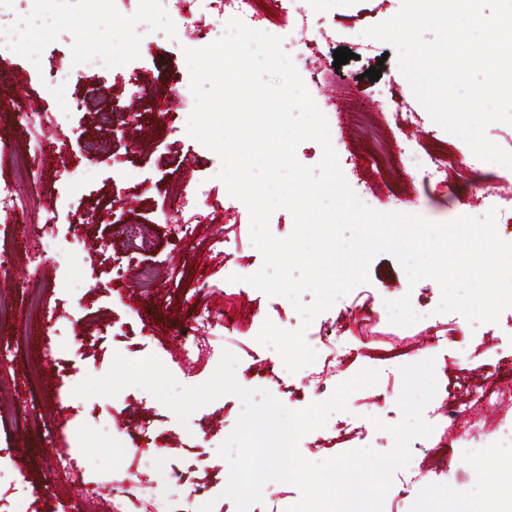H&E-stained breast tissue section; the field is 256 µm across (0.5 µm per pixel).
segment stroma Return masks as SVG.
<instances>
[{"instance_id":"1","label":"stroma","mask_w":512,"mask_h":512,"mask_svg":"<svg viewBox=\"0 0 512 512\" xmlns=\"http://www.w3.org/2000/svg\"><path fill=\"white\" fill-rule=\"evenodd\" d=\"M402 0H306L307 24L277 8L278 35L287 54L319 53L333 64V52L349 48L353 60L334 74L335 109L326 93L307 90L323 109L340 167L354 193L380 212L415 214L434 223L462 216L480 217L488 202L477 185L451 179L440 182L404 164L410 145L446 154L459 139L447 133L415 99L399 70L390 44L364 37L366 28L393 17ZM63 25L35 26L14 52L0 57V183L19 186L27 204V222L18 236L1 239L14 253V270L5 291L11 312L0 318V354L8 365L1 375L12 386L0 393V455L12 463L0 470V512H60L86 483L111 484L113 494L147 487L142 512L163 506L166 512H237L224 497L229 466L218 449L234 429L242 410L236 396L225 395L196 410L187 422L149 392L123 389L114 397L82 399L73 388L86 377H100L115 356L136 361L156 356L185 386L208 380L223 351L238 359L236 378L246 388L268 390L282 404L303 409L314 403L316 382L336 388L360 371L379 372L376 384L350 395L347 408L326 425L304 435L298 449L318 462L344 452L370 448L385 453L394 442L387 428L401 418V366L433 359L439 388L423 412L433 432L413 449L409 465L395 473L382 512H498L512 499V474L496 459L512 457V447L487 451L458 449L443 465L448 437L480 436L486 409L468 408L459 421L447 416L443 388L460 375L499 371L512 377V308L497 322H468L457 313H440L408 327L390 323L387 302L410 296L412 304L439 301L438 283L424 279L409 285L393 255L377 254L367 283L340 297L318 314L308 333L328 332L330 343L316 359L294 373H279L278 352L257 335L264 322L295 330L301 317L281 296H267L241 285L238 331L226 332L225 277L251 274L263 258L250 237L246 205L232 197L219 179L218 155L187 132L186 100L192 99L184 51L194 48L196 26L214 22L215 7L194 0L175 13L169 0H58ZM95 53L106 69L81 68L76 61ZM382 66L379 80L365 79ZM68 72L65 82L52 75ZM114 112L117 133L101 130L94 113ZM18 112L36 113L32 124H18ZM64 136H56V127ZM53 140L51 153L33 152L34 143ZM140 225L155 243L135 263L161 272L164 285L145 289L112 279V260L127 256L116 237L117 224ZM196 225L187 248L197 264L187 280L175 269L180 261L176 227ZM224 240L223 250L211 247ZM97 241L102 250L85 260L75 239ZM51 242L53 260L34 264L27 258L37 242ZM373 305L376 313L357 322L353 305ZM201 320L205 332L199 353L176 363L177 331ZM400 346L396 361L376 359L377 349ZM54 361H47L46 352ZM149 424L163 433L162 458L128 453L111 458L113 438L138 445V427ZM73 457L75 468L51 478L55 461ZM205 482L208 495L188 502L191 484Z\"/></svg>"}]
</instances>
